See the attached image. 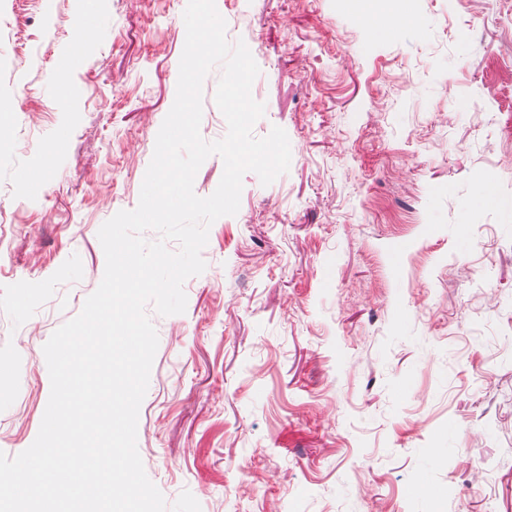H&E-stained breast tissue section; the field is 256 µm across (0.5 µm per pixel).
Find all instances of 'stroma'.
Returning a JSON list of instances; mask_svg holds the SVG:
<instances>
[{
  "mask_svg": "<svg viewBox=\"0 0 512 512\" xmlns=\"http://www.w3.org/2000/svg\"><path fill=\"white\" fill-rule=\"evenodd\" d=\"M260 73L243 177L159 344L137 443L201 512H512V0H215ZM187 0H0V452L100 284L173 105ZM203 83V139L227 133Z\"/></svg>",
  "mask_w": 512,
  "mask_h": 512,
  "instance_id": "stroma-1",
  "label": "stroma"
}]
</instances>
